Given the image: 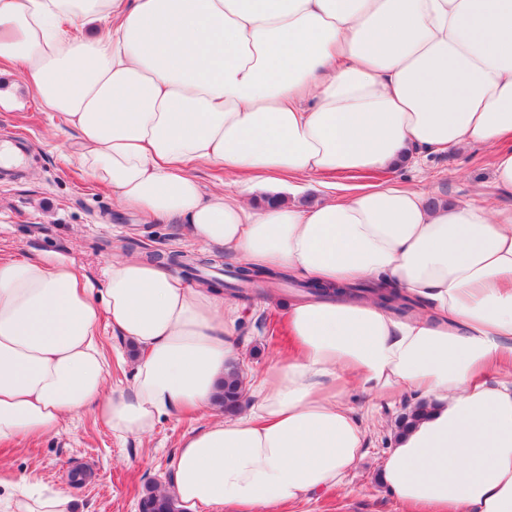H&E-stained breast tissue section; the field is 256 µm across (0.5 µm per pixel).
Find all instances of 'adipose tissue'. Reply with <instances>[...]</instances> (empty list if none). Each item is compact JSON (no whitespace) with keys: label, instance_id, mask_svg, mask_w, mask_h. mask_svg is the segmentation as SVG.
Listing matches in <instances>:
<instances>
[{"label":"adipose tissue","instance_id":"adipose-tissue-1","mask_svg":"<svg viewBox=\"0 0 512 512\" xmlns=\"http://www.w3.org/2000/svg\"><path fill=\"white\" fill-rule=\"evenodd\" d=\"M0 65L77 130L76 164L121 207L247 265L418 303L404 317L370 298L289 305L290 346L245 380L248 413L182 439L168 491L185 512H273L343 487L367 453L359 394L428 405L380 458L407 512H512V208L397 183L259 204L188 172L301 178L480 145L512 192V0H0ZM103 313L142 349L118 398ZM240 318L221 289L145 258L113 257L98 291L56 255L0 257V442L89 408L121 440L211 410L242 358ZM0 502L71 512L27 479ZM191 174L199 182L205 193L210 192L216 185L224 183V189L237 191L240 188L239 178L224 172V168L217 166H199L191 170Z\"/></svg>","mask_w":512,"mask_h":512}]
</instances>
